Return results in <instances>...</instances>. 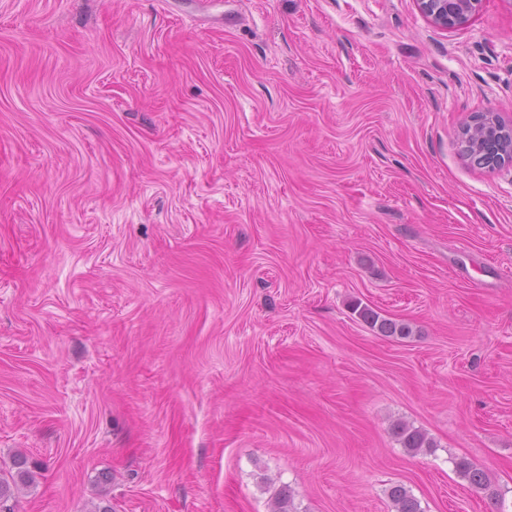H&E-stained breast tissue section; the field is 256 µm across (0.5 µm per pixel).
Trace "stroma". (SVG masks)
<instances>
[{
	"mask_svg": "<svg viewBox=\"0 0 512 512\" xmlns=\"http://www.w3.org/2000/svg\"><path fill=\"white\" fill-rule=\"evenodd\" d=\"M489 111L512 0L448 30L414 0H0L17 512H394L396 484L512 512V165L459 144ZM355 312L367 323L372 329L377 330L383 336H392L399 338H407L411 336L410 327L402 322H397L390 318L381 316L378 312L367 307L360 308V304L356 307ZM393 434L409 454L415 455L434 448L432 439L423 430L405 423L395 424ZM452 463L455 471L462 478L466 479L472 487L481 490H485L488 487L485 472L482 469L475 466L468 459L454 458L452 459Z\"/></svg>",
	"mask_w": 512,
	"mask_h": 512,
	"instance_id": "stroma-1",
	"label": "stroma"
}]
</instances>
